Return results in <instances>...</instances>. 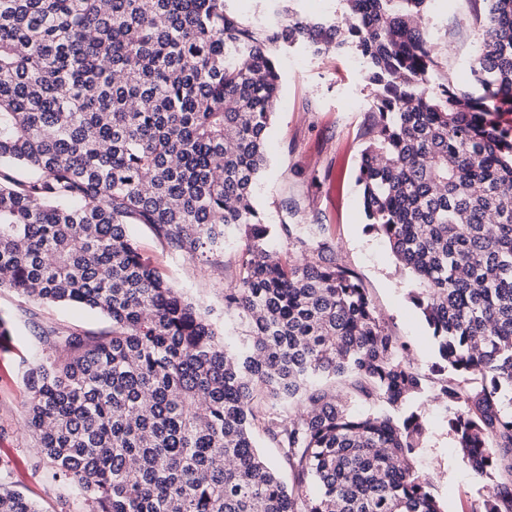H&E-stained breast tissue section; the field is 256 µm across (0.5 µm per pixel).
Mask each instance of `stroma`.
I'll use <instances>...</instances> for the list:
<instances>
[{"label":"stroma","instance_id":"stroma-1","mask_svg":"<svg viewBox=\"0 0 512 512\" xmlns=\"http://www.w3.org/2000/svg\"><path fill=\"white\" fill-rule=\"evenodd\" d=\"M226 8L252 29L264 32L286 22L289 14L321 15L335 10L336 0H226ZM483 0H431L423 19L442 75L464 90L481 95L470 62L482 42L479 12ZM281 74L280 97L267 132L266 167L255 187V205L265 223L324 224L340 263L361 277L367 295L389 332L407 344L405 354L422 376V389L407 410L420 413L427 436L412 455L415 469L427 475L444 512H477L493 479L477 477L448 433L447 412L438 400L442 374L434 372L437 347L409 291L412 276L397 264L389 246L368 231L357 184L365 131L372 120V87L354 54L315 55L295 49L275 55ZM129 235L140 252L189 302L206 312L218 332L237 333L235 310L225 309L224 290L238 274L241 243L228 245L221 259L222 277L210 266L192 263L171 251L144 224ZM0 315L13 322L10 351H0V462H7L6 483L23 492L42 512H61L59 488L36 465L31 437L22 433L27 391L22 374L43 356L42 328L98 331L107 323L98 314L69 306L33 307L16 292L0 289Z\"/></svg>","mask_w":512,"mask_h":512}]
</instances>
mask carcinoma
<instances>
[{
	"instance_id": "carcinoma-1",
	"label": "carcinoma",
	"mask_w": 512,
	"mask_h": 512,
	"mask_svg": "<svg viewBox=\"0 0 512 512\" xmlns=\"http://www.w3.org/2000/svg\"><path fill=\"white\" fill-rule=\"evenodd\" d=\"M428 2L336 0L259 34L225 0H0V288L110 322L44 331L62 355L23 373L38 464L84 512H442L410 459L422 416L392 414L419 374L326 225H280L291 251L270 260L254 189L276 46L363 61L367 227L453 373L448 433L501 476L479 512H512V0H483L480 97L438 81ZM129 224L210 265L244 240L224 308L246 339L218 335ZM0 512L39 510L0 482Z\"/></svg>"
}]
</instances>
